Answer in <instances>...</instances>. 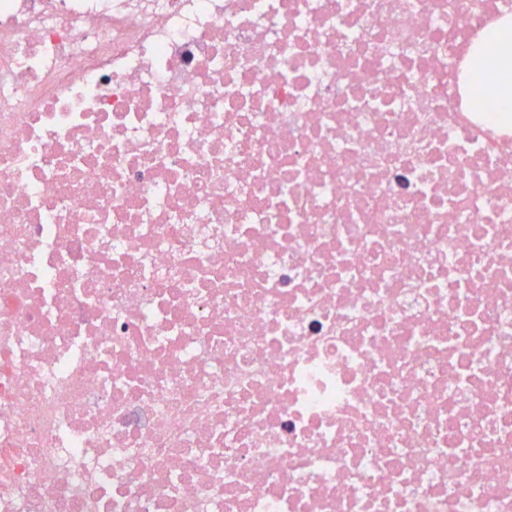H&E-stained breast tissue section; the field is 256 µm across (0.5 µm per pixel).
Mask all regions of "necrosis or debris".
Returning a JSON list of instances; mask_svg holds the SVG:
<instances>
[{"label": "necrosis or debris", "mask_w": 512, "mask_h": 512, "mask_svg": "<svg viewBox=\"0 0 512 512\" xmlns=\"http://www.w3.org/2000/svg\"><path fill=\"white\" fill-rule=\"evenodd\" d=\"M512 0H0V512H512ZM487 48L485 54L472 56L475 69L480 73L482 69H487L494 63L496 68L509 72L502 87V94L505 102L510 104L512 113V21L487 35Z\"/></svg>", "instance_id": "necrosis-or-debris-1"}]
</instances>
